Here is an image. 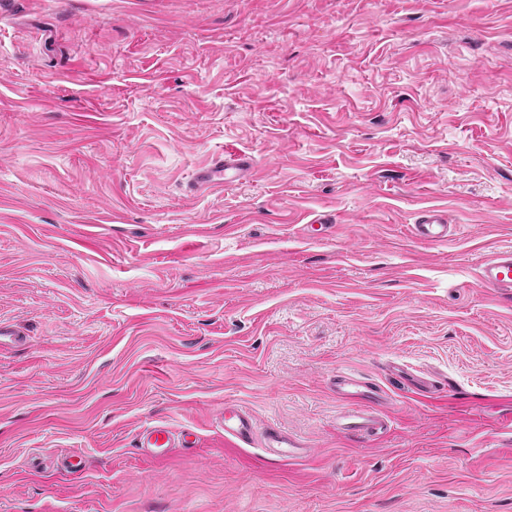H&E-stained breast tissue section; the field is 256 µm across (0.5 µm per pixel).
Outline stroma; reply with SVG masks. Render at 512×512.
Returning <instances> with one entry per match:
<instances>
[{"label":"stroma","instance_id":"1","mask_svg":"<svg viewBox=\"0 0 512 512\" xmlns=\"http://www.w3.org/2000/svg\"><path fill=\"white\" fill-rule=\"evenodd\" d=\"M508 250L512 0H0V512H512ZM250 156L239 154L231 159L223 154L214 156L208 163L196 167L191 181L193 190L223 188L224 185L247 179L254 170ZM454 225L448 224V216L439 210H424L411 226L412 236L432 243L448 241ZM478 279L487 288L512 293V251L500 252L484 260ZM333 386L340 398L358 399L336 416L338 432L355 438H370L390 430L392 421L381 409L385 397L373 383L360 384L353 377L338 373ZM221 423L224 424V433L246 445L253 443L255 427L250 415L234 405L224 404L221 413ZM171 440V432L166 426L155 425L142 432L139 446L146 453L160 456L167 453L165 448H169ZM261 447L266 448L270 454L281 461L289 463L300 460L305 454L300 442L274 424L266 426Z\"/></svg>","mask_w":512,"mask_h":512}]
</instances>
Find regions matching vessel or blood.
<instances>
[{
  "label": "vessel or blood",
  "instance_id": "b4317fda",
  "mask_svg": "<svg viewBox=\"0 0 512 512\" xmlns=\"http://www.w3.org/2000/svg\"><path fill=\"white\" fill-rule=\"evenodd\" d=\"M253 170L254 161L250 156L240 154L227 159L219 154L208 163L196 167L191 187L195 190L221 188L247 179ZM452 232L447 215L438 210L422 211L411 226L414 238L432 243L447 241ZM478 278L485 287L512 293V251L500 252L484 260ZM333 385L337 395L350 402L349 407L336 417L338 432L355 438H370L390 430L391 419L382 410L385 398L373 383L361 384L353 377L340 373L334 378ZM221 422L226 435L244 444H252L255 427L246 411L233 405L225 406ZM171 440L170 431L163 425L146 429L139 438L141 448L155 456L165 454ZM262 446L273 456L289 463L300 460L305 454L300 442L273 424L266 426Z\"/></svg>",
  "mask_w": 512,
  "mask_h": 512
}]
</instances>
